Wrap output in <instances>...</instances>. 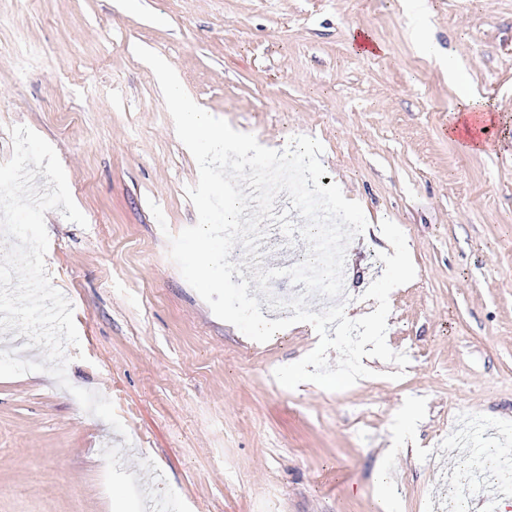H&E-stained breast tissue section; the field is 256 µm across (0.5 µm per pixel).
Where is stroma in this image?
<instances>
[{
    "instance_id": "obj_1",
    "label": "stroma",
    "mask_w": 512,
    "mask_h": 512,
    "mask_svg": "<svg viewBox=\"0 0 512 512\" xmlns=\"http://www.w3.org/2000/svg\"><path fill=\"white\" fill-rule=\"evenodd\" d=\"M137 44L260 144L322 143L368 221L347 247L348 317L377 307L381 221L402 229L416 277L389 298L400 380L366 357L372 377L347 390L285 389L273 372L316 347L314 327L256 342L184 280L165 235L197 221L198 168ZM450 61L498 108L500 148L449 136ZM16 124L54 147L88 221L45 214L81 343L67 378L126 432L47 373L0 379V512H145L139 487L167 512H429L438 496L457 512L449 437L489 427L494 457L512 449V0H428L417 18L404 0H0V163ZM260 251L277 268L306 245L274 224Z\"/></svg>"
}]
</instances>
